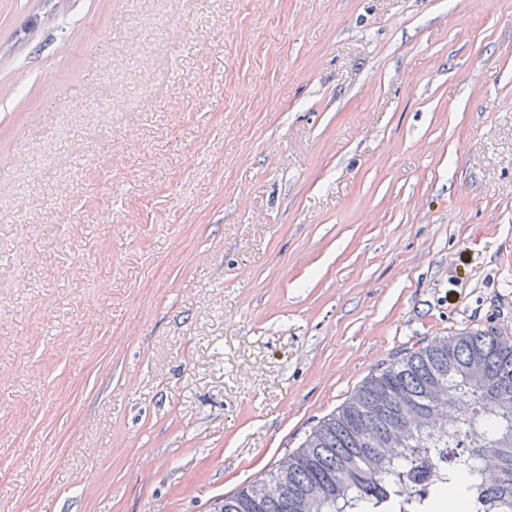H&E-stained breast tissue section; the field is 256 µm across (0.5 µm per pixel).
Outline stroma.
<instances>
[{"label":"stroma","instance_id":"stroma-1","mask_svg":"<svg viewBox=\"0 0 512 512\" xmlns=\"http://www.w3.org/2000/svg\"><path fill=\"white\" fill-rule=\"evenodd\" d=\"M472 330L512 0H0V512H210Z\"/></svg>","mask_w":512,"mask_h":512}]
</instances>
